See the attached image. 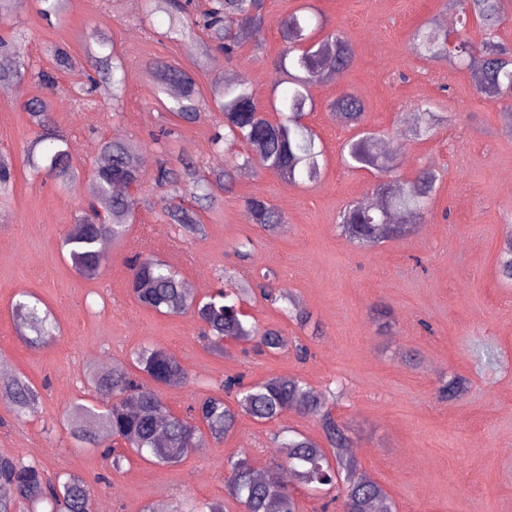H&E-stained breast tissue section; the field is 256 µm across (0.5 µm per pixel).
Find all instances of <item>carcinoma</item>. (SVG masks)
Masks as SVG:
<instances>
[{
  "label": "carcinoma",
  "mask_w": 512,
  "mask_h": 512,
  "mask_svg": "<svg viewBox=\"0 0 512 512\" xmlns=\"http://www.w3.org/2000/svg\"><path fill=\"white\" fill-rule=\"evenodd\" d=\"M450 2L461 25L455 30L456 47L448 48V29L428 26L416 33L414 52L429 60L464 67L478 94L496 102L508 101L512 95V48L499 41V32L509 21L507 0ZM157 4L162 11L184 19L185 25L178 32L190 34L192 27H197L228 60L236 57L265 23L264 0H208L201 12L196 11L194 0H157ZM310 24L311 17L296 12L281 23V37L288 50L277 63L281 74L277 86L281 91L273 95V119L255 102L252 90L243 81H213L211 99L207 100L199 93L192 73L172 66L154 67L160 88L177 89L175 111L181 120L191 123L197 112L205 109L222 115V131L215 133L213 143L228 155L224 168L214 169L206 177L197 174L191 162L182 163L179 172L163 163L156 182L176 189L180 183H187L196 206L206 210L215 205L220 193L232 189L240 159L245 165L259 162L290 184L320 177L322 150L316 142L317 134L303 122L309 101L307 88L334 80L348 70L354 48L339 32L315 39ZM471 26L482 35L477 46L467 36ZM92 59L94 74L87 75V85L75 88L74 93L102 90L108 99H119L123 91L122 79L117 77L122 69L119 56L110 52L94 54ZM27 72L22 45L0 37V84L21 80ZM332 107L339 121L356 131L342 146L345 163L354 168L370 167L380 174L375 186L379 204L347 205L340 214V235L368 249L413 234L418 225L425 223L438 173L424 168L411 181H398V163L383 151L378 136L363 127L364 101L344 92ZM27 111L32 123L42 130L36 143L44 145L43 164L36 166V172L68 187L75 180L68 143L51 126L47 100L32 99ZM441 121L439 113L423 109L406 135L416 140L428 137ZM238 145L246 148L241 158L233 155ZM93 180L94 200L76 216L63 241L72 267L88 281L100 276L103 243L121 239L134 218L143 185L133 148L121 140L103 142ZM12 186V166L0 157V194H6ZM247 208L252 223L267 231L275 232L286 224L282 212L262 197L248 199ZM167 217L186 234L197 235L203 230L199 215L180 203L167 207ZM129 269L128 288L135 301L161 314L193 315L202 325L201 342L210 353L226 356L230 346L248 343L254 344L259 354H276L288 348V337L280 328H261L243 311L244 302L254 294L250 285L221 286L198 298L191 295L178 271L154 256L134 255ZM498 275L512 283V232L500 249ZM258 288L263 299L285 303L282 311L289 320L301 326L309 322V313L292 294L275 292L266 284ZM14 313L27 346L41 349L53 339L50 314L34 295L22 294L14 304ZM184 378L185 369L179 360L157 346L143 347L105 371L91 369L87 377L91 398L82 403L74 401L66 410L71 438L80 445L103 449V457L111 460L116 470L128 459V451L153 464L171 466L191 451L209 442L218 444L232 435L243 415L267 424L294 409L318 421L324 439L319 441L298 429L283 427L271 437L267 449L270 466L257 467L245 454L225 457L224 488L240 512H300L294 491L281 481L284 472L310 491L341 500L344 512H396L386 489L360 473L356 460L346 453L351 440L347 426L333 415L335 391L317 390L289 374L256 383L234 375L221 382L218 393L193 401L186 414L178 416L169 409L159 388ZM468 388L466 378L453 375L439 393L444 399L454 400ZM226 394L234 396V404L226 402ZM40 398L37 387L23 378L0 384V400L18 417L35 410ZM0 486L11 489L10 494L0 495V512H90L93 500L82 477L70 472L51 476L36 462L20 457H0ZM177 512H224V503L189 499Z\"/></svg>",
  "instance_id": "1"
}]
</instances>
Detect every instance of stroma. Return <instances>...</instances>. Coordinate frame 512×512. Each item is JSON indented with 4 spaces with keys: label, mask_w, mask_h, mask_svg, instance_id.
<instances>
[{
    "label": "stroma",
    "mask_w": 512,
    "mask_h": 512,
    "mask_svg": "<svg viewBox=\"0 0 512 512\" xmlns=\"http://www.w3.org/2000/svg\"><path fill=\"white\" fill-rule=\"evenodd\" d=\"M42 7L41 0H20L12 32L25 36L32 74L52 73L57 86L46 89L31 74L20 82L21 96L0 95V156L15 175L11 194L0 198V365L8 377L38 387L42 401L21 420L0 402V455L81 475L105 512L168 510L185 497L222 501L227 512H237L226 499L225 457L244 452L265 465L263 449L281 426L321 438L313 419L288 412L270 424L241 417L222 443L168 468L134 457L116 471L99 449L73 447L62 414L87 395L89 370L153 345L186 370L179 386L162 390L175 414L236 374L251 383L290 374L319 390L339 386L333 412L349 428L358 467L386 488L397 512H512V285L497 275L512 225V135L505 106L478 95L464 70L410 49L417 28L454 18L448 0H266L263 28L230 61L215 49L203 54L200 39L171 32L167 14L150 0H67L50 17ZM305 7L322 19L324 32H341L355 51L338 80L308 89L312 109L305 122L320 138V178L291 185L260 165L239 167L232 191L200 213L205 236H180L166 209L193 201L156 185L157 168L191 161L205 174L223 166L212 142L220 115L177 120L174 100L160 92L150 64L194 72L205 95L216 79L245 81L267 105L285 48L280 21ZM101 40L124 63V94L113 105L97 93L80 101L71 93L85 82L89 55ZM58 44L68 47L71 69L57 70L52 50ZM344 91L363 99L367 130L402 143L400 180L425 166L441 176L431 218L406 239L359 249L336 229L340 211L373 197L378 181L374 170L341 160L353 132L337 121L331 103ZM36 96L49 100L53 128L68 141L79 173L73 189L28 166L37 129L25 105ZM422 104L448 113L450 121L429 139H406ZM164 127L175 128V136L159 138ZM107 139L133 144L145 157V192L124 241L110 244L100 277L88 281L72 268L62 239L93 196L95 160ZM252 197L277 206L288 220L283 231L251 223L246 202ZM246 238L253 241L247 263L233 251ZM135 251L174 265L200 297L218 287L219 274H269L274 288L290 291L309 311L310 322L299 326L259 297L246 302L247 312L260 326H277L307 344L311 357L299 360L289 349L247 355L237 346L226 357L208 353L193 317L156 313L131 296L126 259ZM25 292L42 300L59 327L57 341L38 350L17 333L12 307ZM380 310L390 314L389 330L375 321ZM453 374L467 378L470 388L458 399H441L439 389Z\"/></svg>",
    "instance_id": "35a3bbf8"
}]
</instances>
